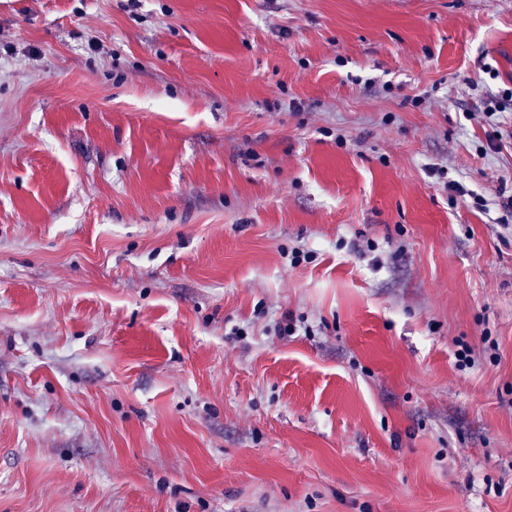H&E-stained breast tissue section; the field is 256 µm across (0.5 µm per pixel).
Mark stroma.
<instances>
[{
  "instance_id": "obj_1",
  "label": "stroma",
  "mask_w": 512,
  "mask_h": 512,
  "mask_svg": "<svg viewBox=\"0 0 512 512\" xmlns=\"http://www.w3.org/2000/svg\"><path fill=\"white\" fill-rule=\"evenodd\" d=\"M510 195L512 0H0V512H512Z\"/></svg>"
}]
</instances>
